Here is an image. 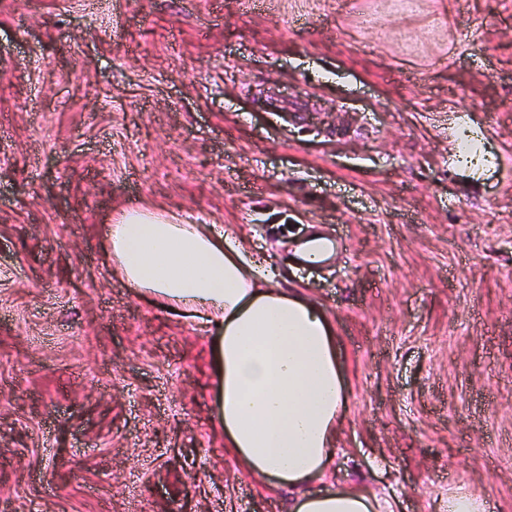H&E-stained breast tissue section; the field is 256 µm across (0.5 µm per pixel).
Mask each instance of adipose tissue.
<instances>
[{
  "mask_svg": "<svg viewBox=\"0 0 512 512\" xmlns=\"http://www.w3.org/2000/svg\"><path fill=\"white\" fill-rule=\"evenodd\" d=\"M105 254L158 307L205 313L214 329L212 421L245 471L291 493L289 512H392L364 490L324 485L346 401L324 308L280 288L276 266L249 258L213 224L128 209L110 225Z\"/></svg>",
  "mask_w": 512,
  "mask_h": 512,
  "instance_id": "1",
  "label": "adipose tissue"
}]
</instances>
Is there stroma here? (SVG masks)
Returning a JSON list of instances; mask_svg holds the SVG:
<instances>
[{"label":"stroma","mask_w":512,"mask_h":512,"mask_svg":"<svg viewBox=\"0 0 512 512\" xmlns=\"http://www.w3.org/2000/svg\"><path fill=\"white\" fill-rule=\"evenodd\" d=\"M131 207L325 307L336 482L512 512V0H0V512H288L212 427L205 321L111 273ZM486 499L482 493L468 491L448 497V512H484Z\"/></svg>","instance_id":"stroma-1"}]
</instances>
